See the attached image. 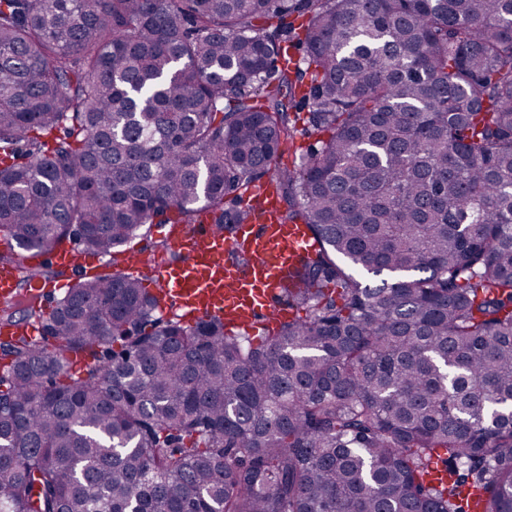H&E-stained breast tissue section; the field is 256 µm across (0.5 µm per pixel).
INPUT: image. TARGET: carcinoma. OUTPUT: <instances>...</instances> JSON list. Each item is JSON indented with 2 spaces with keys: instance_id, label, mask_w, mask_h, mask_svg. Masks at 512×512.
Masks as SVG:
<instances>
[{
  "instance_id": "obj_1",
  "label": "carcinoma",
  "mask_w": 512,
  "mask_h": 512,
  "mask_svg": "<svg viewBox=\"0 0 512 512\" xmlns=\"http://www.w3.org/2000/svg\"><path fill=\"white\" fill-rule=\"evenodd\" d=\"M264 176L314 247L258 342L19 267L0 512H512V0H0V264L245 224Z\"/></svg>"
}]
</instances>
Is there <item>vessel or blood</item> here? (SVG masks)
I'll return each mask as SVG.
<instances>
[{
	"label": "vessel or blood",
	"instance_id": "1",
	"mask_svg": "<svg viewBox=\"0 0 512 512\" xmlns=\"http://www.w3.org/2000/svg\"><path fill=\"white\" fill-rule=\"evenodd\" d=\"M254 192L263 205L251 223L227 232L209 223L169 224L165 230L171 258L128 255L126 270L146 275L160 309L181 312L188 321L216 316L232 325L262 321L274 326L287 319L277 293L299 256L308 250L310 236L304 225L278 220L277 200L269 183L256 185ZM232 252L246 256V264L227 262ZM93 263V258L69 246L48 255L24 254L19 264L0 265V298L17 295L19 267L34 271L32 285L42 295L47 284L39 270L53 266L80 271Z\"/></svg>",
	"mask_w": 512,
	"mask_h": 512
}]
</instances>
